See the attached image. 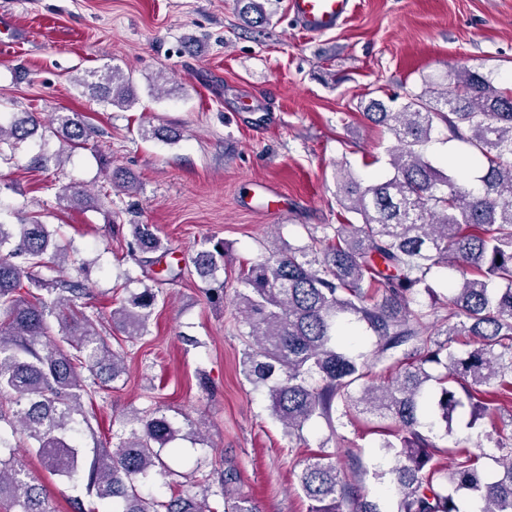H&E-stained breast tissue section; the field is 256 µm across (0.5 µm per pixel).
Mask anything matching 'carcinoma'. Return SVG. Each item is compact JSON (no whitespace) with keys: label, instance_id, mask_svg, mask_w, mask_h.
<instances>
[{"label":"carcinoma","instance_id":"obj_1","mask_svg":"<svg viewBox=\"0 0 512 512\" xmlns=\"http://www.w3.org/2000/svg\"><path fill=\"white\" fill-rule=\"evenodd\" d=\"M250 23H269L261 0H235ZM132 77L118 68L90 71L82 79L103 102L130 106ZM421 92L393 108L371 98L363 115L386 129L397 145L390 171L359 177L348 163L336 168V200L358 223L323 224L304 246L276 250L242 270L236 310L248 327L242 371L265 389L270 415L288 437L333 414L362 409L390 419L379 452L394 459L377 479L389 478L396 512H512V446L500 444L497 468L484 471L479 456L453 450V466L433 462L423 419L453 430L492 418L512 404V90L477 69L454 70L448 94L422 79ZM467 145L482 167L478 184L461 183L458 168H442L427 156L434 132ZM40 129L50 130L67 152L88 145L93 131L75 112H57L46 126L32 112L0 122V161L14 159ZM68 207H87L93 197L76 187L58 194ZM142 254L163 249L151 224L130 225ZM69 258L57 231L32 215L0 223V512H52L43 485L32 481L16 449L35 452L61 479L79 480L102 512H258L235 496L237 473L212 468L191 489L168 499L142 487L166 477L162 451L182 429L158 407L127 421L115 449L92 439L84 401L126 373L124 352L112 348L96 320L76 307L84 283L57 274ZM197 274L216 280L224 270V243L197 252ZM455 269L448 283L449 321L427 330L429 313L413 308L433 292L436 267ZM158 292L140 288L112 309V322L130 340L148 333ZM351 317L376 338L369 354L346 348ZM458 336L479 346L457 353ZM87 370L89 375L81 374ZM388 374L385 385L374 379ZM495 385L487 391L486 385ZM299 487L308 512H381L356 479L340 477L333 453L320 449L298 463Z\"/></svg>","mask_w":512,"mask_h":512}]
</instances>
